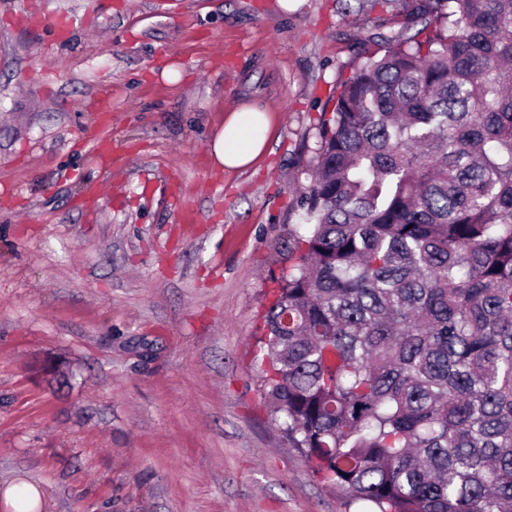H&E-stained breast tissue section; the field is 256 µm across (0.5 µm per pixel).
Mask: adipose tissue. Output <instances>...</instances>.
Returning <instances> with one entry per match:
<instances>
[{"instance_id": "adipose-tissue-1", "label": "adipose tissue", "mask_w": 512, "mask_h": 512, "mask_svg": "<svg viewBox=\"0 0 512 512\" xmlns=\"http://www.w3.org/2000/svg\"><path fill=\"white\" fill-rule=\"evenodd\" d=\"M271 130L262 109L244 104L228 110L210 141L214 166L228 172L247 169L267 148Z\"/></svg>"}]
</instances>
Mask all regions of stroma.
I'll return each instance as SVG.
<instances>
[{
  "label": "stroma",
  "instance_id": "stroma-1",
  "mask_svg": "<svg viewBox=\"0 0 512 512\" xmlns=\"http://www.w3.org/2000/svg\"><path fill=\"white\" fill-rule=\"evenodd\" d=\"M399 20L360 0H0V492L35 486L50 512H363L275 423L255 317L317 119ZM241 101L278 128L227 175L209 141Z\"/></svg>",
  "mask_w": 512,
  "mask_h": 512
}]
</instances>
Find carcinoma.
I'll return each mask as SVG.
<instances>
[{"label": "carcinoma", "mask_w": 512, "mask_h": 512, "mask_svg": "<svg viewBox=\"0 0 512 512\" xmlns=\"http://www.w3.org/2000/svg\"><path fill=\"white\" fill-rule=\"evenodd\" d=\"M322 113L256 343L369 512H512V0H401Z\"/></svg>", "instance_id": "cac0c4a2"}]
</instances>
